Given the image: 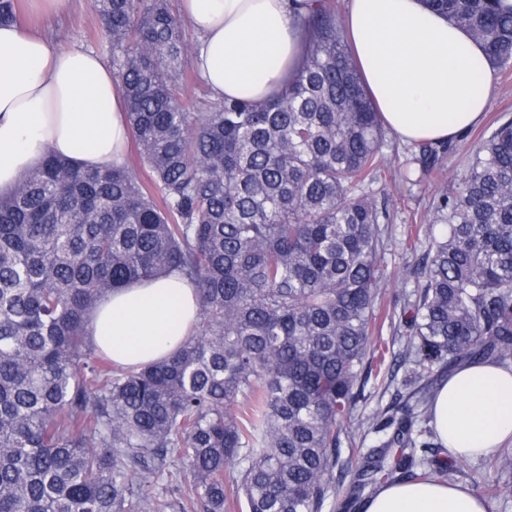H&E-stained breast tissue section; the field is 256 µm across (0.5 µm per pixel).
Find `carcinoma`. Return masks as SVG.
I'll return each instance as SVG.
<instances>
[{"label":"carcinoma","mask_w":512,"mask_h":512,"mask_svg":"<svg viewBox=\"0 0 512 512\" xmlns=\"http://www.w3.org/2000/svg\"><path fill=\"white\" fill-rule=\"evenodd\" d=\"M512 68V10L425 0ZM0 0V24L20 21ZM135 157L83 169L51 153L0 196V512H327L410 480L454 481L463 460L428 426L439 374L512 355V120L409 226L414 290L374 333L387 286L386 129L338 0L294 12L301 66L269 99L186 103L189 35L170 0H94ZM425 168L433 143L415 144ZM149 173V181L139 171ZM178 274L198 322L171 357L117 366L87 318L114 289ZM405 367L379 444L349 422L371 378ZM348 447H343V444Z\"/></svg>","instance_id":"carcinoma-1"}]
</instances>
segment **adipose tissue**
<instances>
[{
    "label": "adipose tissue",
    "instance_id": "1",
    "mask_svg": "<svg viewBox=\"0 0 512 512\" xmlns=\"http://www.w3.org/2000/svg\"><path fill=\"white\" fill-rule=\"evenodd\" d=\"M293 0H182L196 35L194 65L212 97L277 94L303 54ZM346 36L385 128L401 141L445 142L479 124L496 81L483 50L422 0H349ZM129 143L120 86L95 52L56 47L0 26V195L46 153L94 169L123 162ZM192 283L173 274L131 284L100 303L94 343L119 364L175 351L196 321ZM433 425L448 451L475 458L512 438V367H459L437 388ZM361 512H488L459 484L397 483Z\"/></svg>",
    "mask_w": 512,
    "mask_h": 512
}]
</instances>
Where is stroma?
<instances>
[{"label": "stroma", "mask_w": 512, "mask_h": 512, "mask_svg": "<svg viewBox=\"0 0 512 512\" xmlns=\"http://www.w3.org/2000/svg\"><path fill=\"white\" fill-rule=\"evenodd\" d=\"M22 24L38 27L56 45L62 48L81 46L110 59L111 52L101 37L93 11V0H69L65 12L48 20L23 12ZM498 81L491 94L490 109L482 124L452 139L451 148L444 157L443 171H423L416 160L414 146L387 136L382 148L384 172L379 181L367 185L366 190L389 212L390 234L384 241L382 257L390 276L384 290L383 304L392 307L413 290L405 271L421 263L423 254L410 249L406 240V227L425 224L433 216L440 194L462 177L472 160L483 134L491 132L499 118L512 119V69L498 72ZM415 173V183L401 180L405 170Z\"/></svg>", "instance_id": "35a3bbf8"}]
</instances>
